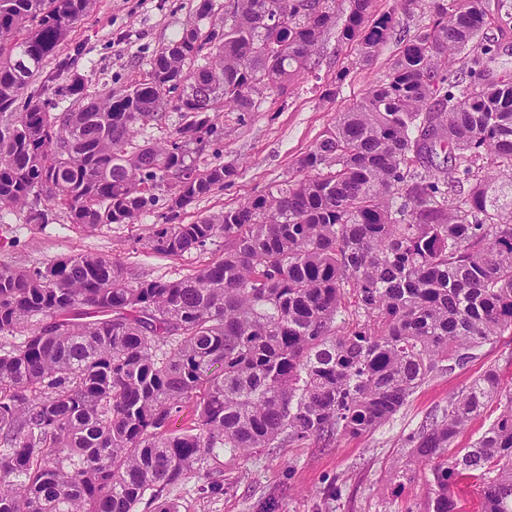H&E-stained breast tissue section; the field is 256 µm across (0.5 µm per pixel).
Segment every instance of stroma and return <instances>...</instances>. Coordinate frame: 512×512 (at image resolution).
Here are the masks:
<instances>
[{"label": "stroma", "instance_id": "35a3bbf8", "mask_svg": "<svg viewBox=\"0 0 512 512\" xmlns=\"http://www.w3.org/2000/svg\"><path fill=\"white\" fill-rule=\"evenodd\" d=\"M197 3L92 0L67 44L82 46L87 61L83 73L95 87L109 85L118 91L141 73L144 57L184 30L200 26ZM428 5L429 0H419L410 13L400 14L396 39L383 47L372 66L355 65L353 45L340 42L331 31L322 41L314 75L299 80L287 94L261 98L244 120L225 113L223 160L236 165L238 175L224 190L184 208L181 220L190 222L236 206L291 173L337 114L385 73L400 39L428 25ZM159 220L155 213L138 224H115L90 233L61 215L38 226L25 223L20 213L7 212L0 216V265L42 266L88 250L120 257L138 273L174 279L222 255L219 246L176 259L148 252L138 240ZM490 367L497 370L502 388L512 390V335L484 344L474 361L452 373L430 375L401 410L372 433L340 437L327 448L309 441L246 458L224 452L209 462L224 481L222 492L204 490L196 477L173 488L170 496L180 512H424L428 470L416 464L406 442ZM402 467L414 470L412 481L400 483L397 472Z\"/></svg>", "mask_w": 512, "mask_h": 512}]
</instances>
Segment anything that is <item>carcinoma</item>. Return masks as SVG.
<instances>
[{
	"label": "carcinoma",
	"instance_id": "carcinoma-1",
	"mask_svg": "<svg viewBox=\"0 0 512 512\" xmlns=\"http://www.w3.org/2000/svg\"><path fill=\"white\" fill-rule=\"evenodd\" d=\"M90 2L0 0V213L100 230L163 198L144 249L222 239L224 255L178 279L89 251L0 266V512H180L174 486L202 474L223 488L203 471L219 452L370 433L431 373L512 334V0H431L428 26L293 174L188 224L180 210L237 175L220 114L242 120L315 68L335 0H224L119 93L90 90L78 54L58 58ZM349 3L338 39L369 65L397 10ZM492 24L501 40L479 42ZM171 110L181 122L148 137ZM493 400L501 413L448 461ZM410 448L430 466L425 512H458L466 471L483 512H512V393L495 370ZM479 472H465L451 488L461 512H481L482 502L478 495Z\"/></svg>",
	"mask_w": 512,
	"mask_h": 512
}]
</instances>
